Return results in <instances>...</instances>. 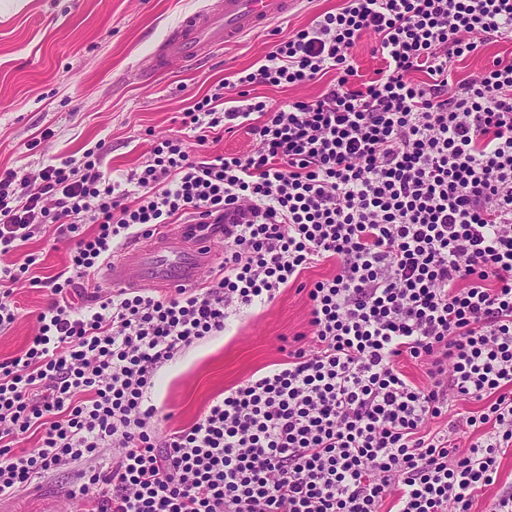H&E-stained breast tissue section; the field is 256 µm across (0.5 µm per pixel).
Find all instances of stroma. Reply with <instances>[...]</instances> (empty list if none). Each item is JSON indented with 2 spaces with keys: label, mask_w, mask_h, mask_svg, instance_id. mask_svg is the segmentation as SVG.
Returning <instances> with one entry per match:
<instances>
[{
  "label": "stroma",
  "mask_w": 512,
  "mask_h": 512,
  "mask_svg": "<svg viewBox=\"0 0 512 512\" xmlns=\"http://www.w3.org/2000/svg\"><path fill=\"white\" fill-rule=\"evenodd\" d=\"M218 0H28L15 9L0 0V173H38L44 166L81 158L105 143L104 164L127 173L146 161L155 142L184 136L179 116L235 72L264 59L273 45L341 0H299L272 26L211 51L193 65L181 63L154 79L142 76L159 44L180 20ZM188 150L205 159L253 148L245 131L222 134ZM70 240L34 237L10 256L16 264L35 255L33 273L56 275L68 264ZM334 262L304 271L301 283L281 289L262 306H233L223 335L205 339L161 367L151 399L159 428L192 424L225 390L271 370L284 354V339L307 332L310 305L305 287L331 276ZM15 321L0 329V358L20 353L36 328V315L52 301L50 289L21 279L13 286ZM74 472L57 471L38 490L0 500V512H49L77 489Z\"/></svg>",
  "instance_id": "stroma-1"
}]
</instances>
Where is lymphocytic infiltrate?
I'll use <instances>...</instances> for the list:
<instances>
[{"label": "lymphocytic infiltrate", "mask_w": 512, "mask_h": 512, "mask_svg": "<svg viewBox=\"0 0 512 512\" xmlns=\"http://www.w3.org/2000/svg\"><path fill=\"white\" fill-rule=\"evenodd\" d=\"M366 32L384 61L368 80L352 57ZM511 35L512 0H343L183 112L201 145L246 128L248 153L198 159L173 136L119 176L99 148L7 171L0 328L36 264L9 262L18 244L54 224L75 244L64 271L33 278L53 300L0 360V499L73 469L84 512H472L512 446V60L474 78L454 66ZM328 74L310 101L250 93ZM190 214L228 226L209 284L170 297L99 285L120 245ZM329 259L283 361L160 433L156 370L223 332L230 306L265 304ZM460 398L482 407L461 413ZM31 432L34 454L19 446Z\"/></svg>", "instance_id": "f902f5d3"}]
</instances>
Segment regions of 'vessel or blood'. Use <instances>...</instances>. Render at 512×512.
<instances>
[{"instance_id": "vessel-or-blood-1", "label": "vessel or blood", "mask_w": 512, "mask_h": 512, "mask_svg": "<svg viewBox=\"0 0 512 512\" xmlns=\"http://www.w3.org/2000/svg\"><path fill=\"white\" fill-rule=\"evenodd\" d=\"M295 0H222L215 9L187 15L160 45L153 68L163 71L190 62L209 46L242 35L287 15ZM224 240L220 224H164L143 242L125 246L102 273L104 285L144 291H179L200 286Z\"/></svg>"}]
</instances>
